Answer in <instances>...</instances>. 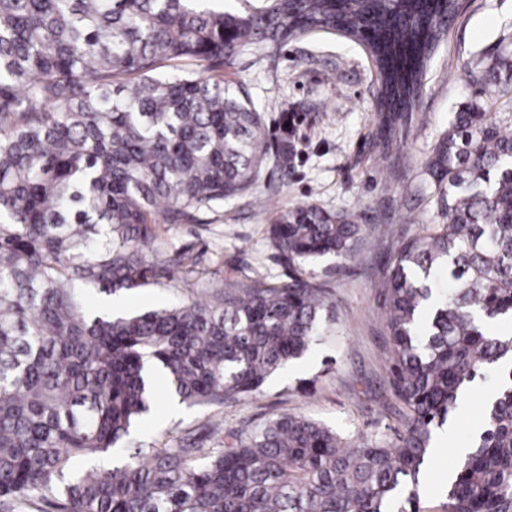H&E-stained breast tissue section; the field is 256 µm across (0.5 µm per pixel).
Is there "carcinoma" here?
I'll use <instances>...</instances> for the list:
<instances>
[{
  "label": "carcinoma",
  "mask_w": 512,
  "mask_h": 512,
  "mask_svg": "<svg viewBox=\"0 0 512 512\" xmlns=\"http://www.w3.org/2000/svg\"><path fill=\"white\" fill-rule=\"evenodd\" d=\"M0 0V512H422L434 428L500 364L485 429L448 486V512H512V135L475 102L423 165L443 223L396 240L382 305L391 383L407 407L394 440L351 444L300 415L205 448H145L152 374L192 405L247 398L332 335L336 305L314 276L361 231L298 207L269 225L284 279L221 286L205 301L137 315L87 312L175 274L187 256L159 225L210 223L268 160L264 117L224 83V60L315 30L370 48L381 112H407L448 30L453 0ZM512 72L504 50L478 75ZM441 268L454 288L429 281Z\"/></svg>",
  "instance_id": "1"
}]
</instances>
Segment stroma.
Instances as JSON below:
<instances>
[{
    "label": "stroma",
    "mask_w": 512,
    "mask_h": 512,
    "mask_svg": "<svg viewBox=\"0 0 512 512\" xmlns=\"http://www.w3.org/2000/svg\"><path fill=\"white\" fill-rule=\"evenodd\" d=\"M512 46V0H460L458 14L435 50L423 90L411 111L393 114L388 136L377 109L378 71L365 44L338 31H312L281 48L244 52L224 65V78L263 107L270 151L288 148L285 166L269 165L251 190L225 200L211 223L165 224L162 236L185 253L200 276L197 288L180 280L93 295L90 308L104 311L114 300L119 313L201 300L205 285L262 276L283 278L287 266L266 238L268 224L296 207L314 205L350 215L362 227L350 260L319 262L340 320L333 336L305 357L271 376L248 399L182 406L171 414L167 377L154 378V411L142 433L160 447L192 437L215 446L227 432L283 415L325 424L347 440L395 437L405 405L391 385L392 341L382 307L392 239L439 223L430 183L421 173L453 114L477 98L479 71ZM500 371L488 367L448 423L452 430L431 442L432 475L456 471L457 451L469 447L480 405L499 387Z\"/></svg>",
    "instance_id": "35a3bbf8"
}]
</instances>
